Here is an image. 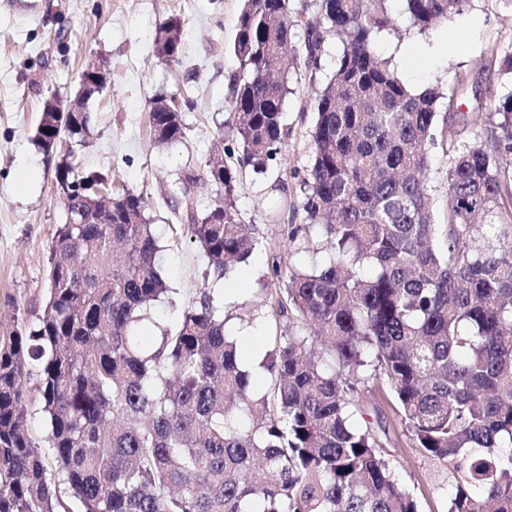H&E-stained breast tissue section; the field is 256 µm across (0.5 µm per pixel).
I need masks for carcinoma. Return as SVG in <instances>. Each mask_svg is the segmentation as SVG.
Masks as SVG:
<instances>
[{
	"instance_id": "cac0c4a2",
	"label": "carcinoma",
	"mask_w": 512,
	"mask_h": 512,
	"mask_svg": "<svg viewBox=\"0 0 512 512\" xmlns=\"http://www.w3.org/2000/svg\"><path fill=\"white\" fill-rule=\"evenodd\" d=\"M387 0H320L303 21L289 0H247L236 26L224 156L207 162L220 187L187 225L220 277L259 246L239 218V172L269 171L284 142L288 62L305 28L306 69L325 34L343 43L316 99L303 171L299 233L325 241L318 267L284 273L265 305L267 350L254 387L214 289L156 315L169 292L163 245L143 193H107L105 179L57 165L62 200L42 314L0 336V512H421L391 451L365 418V391L392 394L412 447L443 461L448 512H512V94L491 100L489 149L456 151L447 223H434L437 88L411 92L374 49L395 29ZM413 26L445 25L470 0H405ZM165 62L183 53L180 27L156 26ZM162 144L184 137L179 112H151ZM91 116L42 112L36 140L85 139ZM112 201L102 224L87 207ZM36 382H31L32 376ZM39 395L45 446L27 429Z\"/></svg>"
}]
</instances>
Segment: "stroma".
I'll return each mask as SVG.
<instances>
[{"label": "stroma", "instance_id": "obj_1", "mask_svg": "<svg viewBox=\"0 0 512 512\" xmlns=\"http://www.w3.org/2000/svg\"><path fill=\"white\" fill-rule=\"evenodd\" d=\"M245 0H0V333L23 328L43 310V288L52 238L65 210L57 189V165L73 155L81 171L148 198L147 215L164 250L160 270L175 296L158 307L159 317L178 320L204 288L226 290L229 331L253 321L283 283L272 273L270 255L281 267L321 264L319 246L290 242L289 225L303 221V192L293 171L310 163L309 131L316 121L315 98L333 75L343 44L327 35L322 68L288 72L290 93L284 117L288 139L273 168L244 175L237 208L254 225L260 246L229 278H218L202 249L187 238L192 216H203L215 200V183L204 164L222 146L228 75L237 18ZM398 20L382 33L376 49L391 58L412 92L440 88L434 163L428 173L436 223L447 221L448 154L452 146L481 145L487 132L462 122V114L489 98L512 93V0H470L448 26L420 32L409 21L405 0H388ZM180 19L185 53L167 64L154 52L156 25ZM107 74L104 88L88 102L93 116L86 140L61 136L52 153L35 139L44 103L74 100L88 65ZM190 100L182 119L185 135L172 144L154 141L147 120L157 97ZM36 164L26 178L24 161ZM196 182H186L189 173ZM25 191H17L20 180ZM396 473L422 503L423 512H448L446 463L419 454L406 437L395 439Z\"/></svg>", "mask_w": 512, "mask_h": 512}]
</instances>
